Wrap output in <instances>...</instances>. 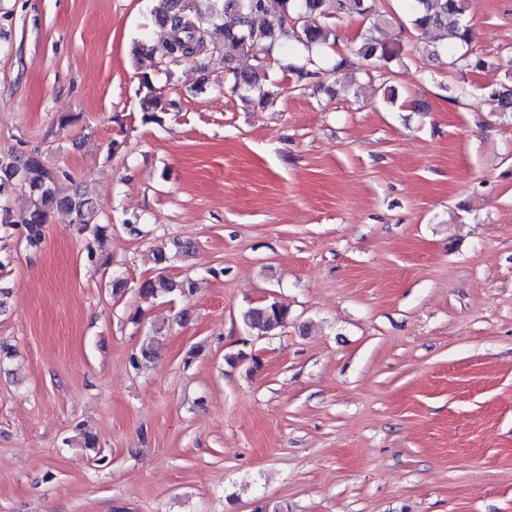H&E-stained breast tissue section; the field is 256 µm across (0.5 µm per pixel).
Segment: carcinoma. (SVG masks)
Wrapping results in <instances>:
<instances>
[{"label":"carcinoma","mask_w":512,"mask_h":512,"mask_svg":"<svg viewBox=\"0 0 512 512\" xmlns=\"http://www.w3.org/2000/svg\"><path fill=\"white\" fill-rule=\"evenodd\" d=\"M195 0H152L151 13L157 24L169 31V38L156 48L138 46L134 54L147 61V71L141 74V83L149 94L143 98V120L158 122L157 111L164 110L162 99L156 95L151 71L159 64L180 63L194 59L208 51L203 24L213 19L233 16L223 23L224 43L222 52L225 68L230 79V90L243 99H250L260 106L274 102L277 93L262 83V77L271 68L269 50L275 40L271 20L283 26L299 17L317 20L315 24L304 22L296 25L294 40L306 48L327 47L336 42V20L343 13H356L363 18H373L372 28L379 29L384 16L375 10L374 0H205V11L193 6ZM411 24L422 30H435L451 46L468 43L469 31L465 16L474 8V0H408ZM250 53L255 65L250 70L236 66L242 53ZM402 54V47L385 42L372 34L363 38L360 45L349 55L333 59L330 72L358 68L360 62L372 59L391 61ZM489 98L496 111L512 114V89H493ZM28 194L29 209L14 216L12 211L0 207V227L20 226L26 241L38 245L50 214L57 209H67L75 214L74 223L79 231L101 243L109 225L95 222L96 203L92 195L76 191L63 194L57 179L47 169L41 155L33 152L25 158L0 155V197L15 190ZM193 290L188 279L175 280L163 274L144 280L139 292L142 296L167 297L175 293ZM244 325L261 333H271L288 322V307L272 300L247 309L242 314Z\"/></svg>","instance_id":"cac0c4a2"}]
</instances>
